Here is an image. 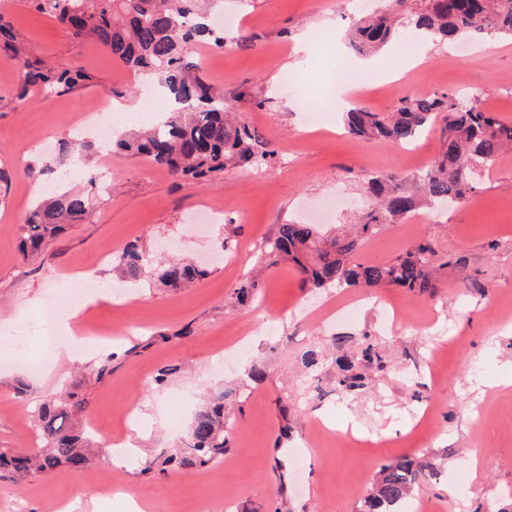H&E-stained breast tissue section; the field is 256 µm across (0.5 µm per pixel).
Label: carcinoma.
Listing matches in <instances>:
<instances>
[{
  "label": "carcinoma",
  "mask_w": 512,
  "mask_h": 512,
  "mask_svg": "<svg viewBox=\"0 0 512 512\" xmlns=\"http://www.w3.org/2000/svg\"><path fill=\"white\" fill-rule=\"evenodd\" d=\"M39 14L53 18L75 39L92 38L112 56L135 72L143 71L167 88L175 102L188 111L172 112L163 129L154 126L131 139L119 134L113 147L143 154L169 174L196 182H208L233 165L261 169L270 164L274 151L255 128L234 120L223 96L198 74L199 67L184 53L186 45L208 35L222 48L226 37L199 21V0H22ZM490 30L512 36V0H388L372 11L351 32L352 47L376 53L395 45L407 35L436 40H454ZM0 50L21 61L16 96L23 100L37 91L46 95L70 91L89 80L82 70L59 69L27 58L25 46L9 24L0 18ZM347 133L362 141L404 145L432 125L440 126L442 150L433 165L416 178L417 191L401 188L407 178L379 172L367 173L364 184L373 207L355 236L323 234L315 224H282L267 241L259 262L265 266L283 260L291 263L303 286L309 288H357L392 285L409 292L434 287L427 267L430 246L419 244L388 263L362 261L357 257L362 243L378 233V227L395 224L421 205L462 200L477 190L486 166L512 146V123L476 101H467L453 91L402 100L393 111L372 112L358 106L345 112ZM94 149L90 141L64 140L53 162L26 164L19 174L33 179L67 166ZM90 204L81 194L53 195L39 203L19 225V250L38 253L68 224H81ZM115 269L129 287H138L152 273L158 281L180 287L203 278L207 270L189 263L150 268L144 252L135 244L123 247L113 259ZM361 361L378 371L385 363L369 343ZM356 363L338 364L336 387L351 393L364 387V377L354 372ZM221 391L203 404L191 422L186 448L170 455L163 464L209 467L224 455L230 442L228 417L224 415ZM86 397L70 392L43 402L34 413L37 434L44 444L34 456L0 452V467L23 477L32 470L50 472L59 466L81 471L92 461L85 432L73 427L75 415L86 411ZM440 473L409 456L381 467L379 478L363 498L359 512H402V506L421 482L437 480Z\"/></svg>",
  "instance_id": "obj_1"
}]
</instances>
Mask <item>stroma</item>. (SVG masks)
<instances>
[{"mask_svg": "<svg viewBox=\"0 0 512 512\" xmlns=\"http://www.w3.org/2000/svg\"><path fill=\"white\" fill-rule=\"evenodd\" d=\"M236 16L228 36L248 45L224 49L189 46L201 76L245 123L271 141L276 156L259 170L231 166L208 182L180 180L140 155L93 153L77 175L60 182L52 173L35 180L20 166L46 154V142L83 138L82 120L104 98L125 104L114 114L119 133L132 137L149 125L143 113L147 74L128 70L100 44L75 39L55 20L32 13L22 0H0V17L23 41L27 55L59 68H79L89 84L50 97L15 99L20 64L0 54V449L41 446L34 409L66 391L89 400L81 420L99 449L80 472L58 467L32 471L24 481L0 471V512H359L382 465L416 454L433 461L439 480L412 493L424 512H512V150L500 155L477 192L440 210L382 227L365 243L361 259L387 262L415 245L433 248L428 271L436 288H360L352 321L317 325L314 309L335 302L336 288L301 287L288 262L263 268V286L241 304L235 290L252 272L279 225L303 221L344 234L363 210L362 174L411 177L441 151L439 129L409 146L362 142L343 128L346 108L388 112L404 98L451 90L479 95L483 107L512 121V39L484 32L435 42L418 68L389 82L370 80L337 96L325 124L313 122L324 92L336 82L338 60L357 64L347 34L364 17L358 0H213L211 20ZM313 34L305 55L293 48ZM292 77L294 92L282 87ZM112 168L109 204L93 207L86 223L69 225L42 254L24 258L17 226L48 188L89 192V174ZM217 213L196 224L201 209ZM224 252L213 250L216 238ZM137 243L148 257L172 255L205 266L189 288L158 281L128 292L105 260ZM91 274L114 299L86 309L76 333L59 335L57 353L44 355L38 337L23 335L46 300L66 306L72 277ZM114 334L112 372L97 379L103 334ZM165 334L152 342L153 334ZM378 345L385 372L353 396L336 389V358L356 356L364 334ZM341 337L333 345V337ZM27 360H19V348ZM323 352L320 368L306 369L308 350ZM266 367L263 382L246 372ZM168 375L161 386L152 379ZM484 385L483 400L474 388ZM228 391L233 418L223 459L201 470H165L163 458L180 448L192 414L205 395ZM140 419H133L132 406ZM431 407L434 431L410 429L419 408ZM478 420H471V413ZM132 441L138 452L124 465L114 445ZM481 470L462 488L459 472L471 458ZM117 486L112 500L99 489Z\"/></svg>", "mask_w": 512, "mask_h": 512, "instance_id": "obj_1", "label": "stroma"}]
</instances>
